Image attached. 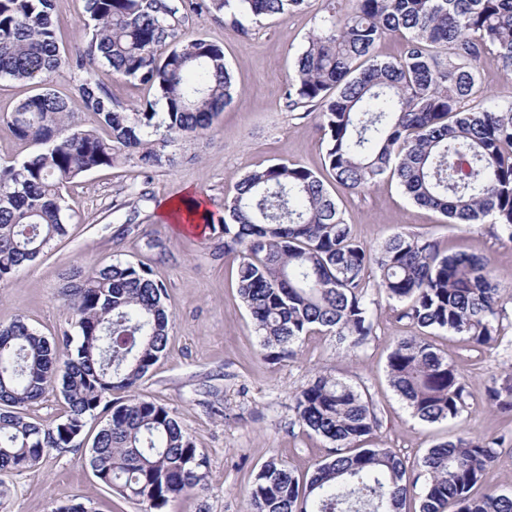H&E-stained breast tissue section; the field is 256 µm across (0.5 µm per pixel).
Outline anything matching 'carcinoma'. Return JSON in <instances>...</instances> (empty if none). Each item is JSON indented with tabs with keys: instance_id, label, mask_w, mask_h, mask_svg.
I'll list each match as a JSON object with an SVG mask.
<instances>
[{
	"instance_id": "obj_1",
	"label": "carcinoma",
	"mask_w": 512,
	"mask_h": 512,
	"mask_svg": "<svg viewBox=\"0 0 512 512\" xmlns=\"http://www.w3.org/2000/svg\"><path fill=\"white\" fill-rule=\"evenodd\" d=\"M310 0H85L86 46L61 52L53 0H0V78L37 88L0 116L15 137L38 146L0 165V281L68 234L63 189L88 172L132 161L144 171L174 168L166 148L210 133L234 100L223 47L186 32L193 14L248 23L285 19ZM297 57L286 107L316 112L326 136L325 167L355 192L395 179L418 203L457 224L490 216L512 241V102L470 105L483 57L512 73V0H357L351 13L328 2ZM397 33L402 54L381 60L378 42ZM93 123L71 117L46 88L62 63ZM155 89L127 109L96 79L99 69ZM164 111H156L158 104ZM224 257L255 321L264 358L296 354L314 333L343 340L372 334L370 291L401 305L419 334L396 340L391 386L418 419H455L471 393L456 366L426 335L445 331L484 348L512 347L501 288L487 258L442 254L399 233L374 254L355 241L335 197L305 166L280 163L246 173L224 201ZM376 269V275L369 270ZM76 335H40L24 319L0 325V472L30 469L70 448L87 419L111 409L89 448L97 478L124 498L162 512L170 499L204 487L206 458L170 411L129 394L166 350V287L152 270L122 260L65 283ZM57 392L63 419L46 427L23 409ZM512 417V377L487 392ZM303 427L331 444L307 479L271 457L256 474L251 512H403L416 488L406 460L390 448H361L380 426L371 395L319 376L294 396ZM506 436L467 434L436 444L416 462L428 475L419 512H512V496L487 482ZM454 510H449V507Z\"/></svg>"
}]
</instances>
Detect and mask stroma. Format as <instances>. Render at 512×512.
<instances>
[{
  "mask_svg": "<svg viewBox=\"0 0 512 512\" xmlns=\"http://www.w3.org/2000/svg\"><path fill=\"white\" fill-rule=\"evenodd\" d=\"M322 6V0H312L287 19L263 20L246 38L209 14L193 16L189 35L224 49L235 103L221 112L207 136L173 143L180 158L175 169L146 175L129 161L91 172L70 186L64 193L71 217L68 235L13 279L0 281V324L22 317L49 338L71 328L64 274L85 273L118 258L150 267L165 284L164 303L173 314L167 348L135 393L167 407L208 460L204 489L178 496L165 512H249L255 475L273 456L298 473H311L329 445L298 422L294 395L320 375L367 388L381 425L367 436L366 447L390 448L412 462L460 432L491 437L512 428V421L486 402L487 389L512 376V348H479L441 331L429 341L456 365L472 397L454 420L424 423L412 415L389 382L387 359L397 338L417 329L398 319L393 303L383 297L371 307L374 331L365 341L314 334L293 359L265 360L256 325L238 294L236 266L219 249L223 231H185L163 215L169 201L190 190L206 201L218 223L225 199L248 171L286 162L324 172V133L317 118L288 111L284 99L294 62ZM84 18L83 0H55L54 20L69 50L89 37ZM480 72L474 103L512 101V78L497 58H484ZM142 190L150 193V201L137 202ZM335 196L354 237L372 251L404 232L436 242L445 254L488 257L502 288L504 319L512 321V239L499 225L450 223L415 204L391 180L361 192L339 190ZM134 208L139 217L131 224L127 217ZM0 481L8 489L0 512H51L60 498L84 503L92 512L146 510L94 476L84 447L52 451L37 467L7 473Z\"/></svg>",
  "mask_w": 512,
  "mask_h": 512,
  "instance_id": "1",
  "label": "stroma"
}]
</instances>
